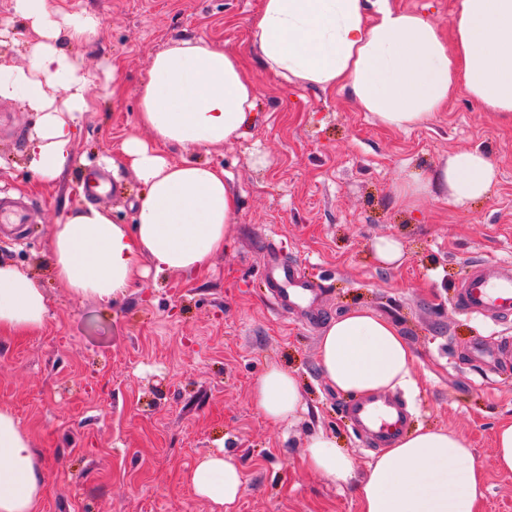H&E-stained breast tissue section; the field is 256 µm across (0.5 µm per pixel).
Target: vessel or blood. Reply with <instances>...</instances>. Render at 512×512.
Instances as JSON below:
<instances>
[{
	"instance_id": "obj_1",
	"label": "vessel or blood",
	"mask_w": 512,
	"mask_h": 512,
	"mask_svg": "<svg viewBox=\"0 0 512 512\" xmlns=\"http://www.w3.org/2000/svg\"><path fill=\"white\" fill-rule=\"evenodd\" d=\"M25 221V209L20 202L0 198V223L17 234ZM269 270L275 275L279 303L291 304L311 296V288L299 281L290 268L274 261ZM455 306L466 314H512V268L505 266L497 274L491 275L483 263H473L469 275L459 286ZM346 414L374 448L389 447L408 422L403 401L388 395H372L351 403L346 408Z\"/></svg>"
}]
</instances>
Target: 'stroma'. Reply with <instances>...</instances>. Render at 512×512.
Here are the masks:
<instances>
[{"instance_id":"1","label":"stroma","mask_w":512,"mask_h":512,"mask_svg":"<svg viewBox=\"0 0 512 512\" xmlns=\"http://www.w3.org/2000/svg\"><path fill=\"white\" fill-rule=\"evenodd\" d=\"M96 15L100 25L67 51L88 73L91 109L74 162L54 184H35L27 144L35 113L0 99V193L18 191L33 228L0 241V261L30 274L49 319L26 336L0 334V407L28 435L45 478L38 512H214L189 475L205 455L231 456L244 476L233 512H361L355 486L304 462L324 431L363 478L374 453L349 420L348 395L319 361L328 324L358 306L392 320L414 353L416 388L396 389L411 426L464 436L484 493L478 512H512V473L494 465L497 427L512 421V356L499 361L512 315L474 317L454 306L472 262L488 273L512 262V119L458 94L415 128H386L347 93L284 84L259 64L249 20L260 0H50ZM201 38L236 53L256 84V118L234 143L194 157L229 175L238 222L208 269L192 278L148 274L141 288L104 306L75 297L51 268L55 224L87 202L133 224L140 190L118 158L136 135V91L152 55ZM483 152L498 176L466 208L427 196L396 199L406 173H429L462 151ZM381 238L400 242L399 264L373 258ZM316 282L318 318L282 309L270 294L267 249ZM481 344L476 357L469 349ZM293 373L307 407L286 427L252 404L257 378Z\"/></svg>"}]
</instances>
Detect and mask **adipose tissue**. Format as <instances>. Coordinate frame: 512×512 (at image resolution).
Instances as JSON below:
<instances>
[{"label":"adipose tissue","mask_w":512,"mask_h":512,"mask_svg":"<svg viewBox=\"0 0 512 512\" xmlns=\"http://www.w3.org/2000/svg\"><path fill=\"white\" fill-rule=\"evenodd\" d=\"M14 13L35 33L28 61L0 55V99L38 115L28 144L29 167L52 183L73 160L75 128L90 109L89 79L65 46L95 34V15L53 8L49 0H14ZM264 68L284 83L340 89L381 124L396 130L430 119L458 93L485 111L512 115V0H457L449 28L391 0H261L250 20ZM256 87L233 52L185 39L154 54L138 89L139 123L150 140L131 136L120 154L141 190L132 226L91 204L54 225L50 253L56 276L79 297L103 305L135 286L142 260L156 272L192 275L224 250L237 223L236 194L223 170L191 159L192 151L230 144L251 121ZM175 144L187 158L173 160ZM496 170L478 150L463 151L427 175L407 174L399 201L435 196L462 208L488 196ZM47 298L18 267L0 264V333L42 328ZM320 365L337 392L356 398L412 383L414 356L398 328L367 308L336 317L319 343ZM252 401L274 423L303 408L295 377L270 367L255 382ZM306 465L338 483L352 463L326 433L306 444ZM195 492L231 512L242 487L240 468L222 455L199 460ZM44 477L15 416L0 408V512H38ZM468 441L419 427L379 454L359 486L362 512H476L482 496Z\"/></svg>","instance_id":"adipose-tissue-1"}]
</instances>
